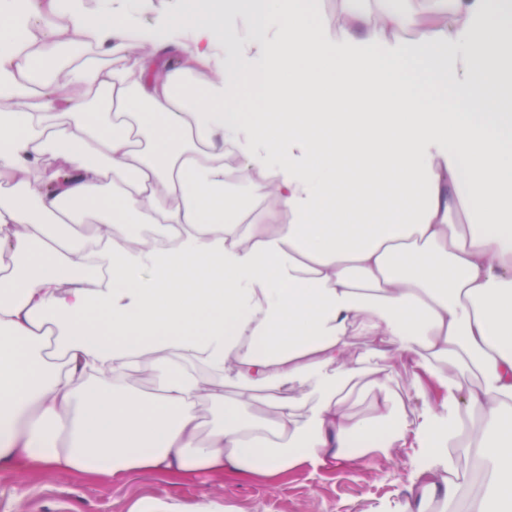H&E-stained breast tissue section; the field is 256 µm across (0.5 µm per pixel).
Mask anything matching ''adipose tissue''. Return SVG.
<instances>
[{
    "mask_svg": "<svg viewBox=\"0 0 512 512\" xmlns=\"http://www.w3.org/2000/svg\"><path fill=\"white\" fill-rule=\"evenodd\" d=\"M317 2L0 7V467L176 483L353 465L424 428L379 355L479 415L434 441L459 437L512 512V0H430L429 28L415 0H337L332 24ZM411 64L452 103L420 107ZM233 180L246 202H226ZM89 220L109 227L100 264L61 232ZM365 377L357 418L338 384Z\"/></svg>",
    "mask_w": 512,
    "mask_h": 512,
    "instance_id": "obj_1",
    "label": "adipose tissue"
}]
</instances>
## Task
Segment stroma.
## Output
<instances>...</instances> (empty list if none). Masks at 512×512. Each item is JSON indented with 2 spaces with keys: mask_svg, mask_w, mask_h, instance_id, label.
Segmentation results:
<instances>
[{
  "mask_svg": "<svg viewBox=\"0 0 512 512\" xmlns=\"http://www.w3.org/2000/svg\"><path fill=\"white\" fill-rule=\"evenodd\" d=\"M387 367L399 396L427 416L429 431L456 420L469 423V414L456 405H425L411 369L395 360ZM433 463L455 473L458 504L483 495L486 477L475 472V458L455 443L438 448L425 438L408 452L369 450L355 467L327 470L306 464L273 486L234 477L176 485L157 472L112 483L52 468L24 473L0 468V512H130L140 500L170 496L187 503L210 499L233 512H409L420 471Z\"/></svg>",
  "mask_w": 512,
  "mask_h": 512,
  "instance_id": "1",
  "label": "stroma"
}]
</instances>
